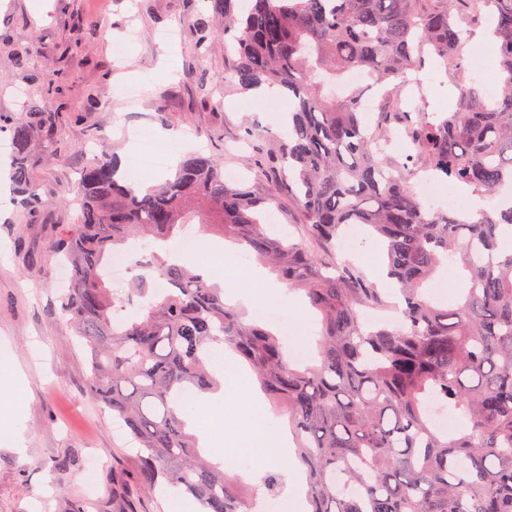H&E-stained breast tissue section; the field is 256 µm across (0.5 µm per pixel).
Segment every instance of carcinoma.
Here are the masks:
<instances>
[{
	"mask_svg": "<svg viewBox=\"0 0 512 512\" xmlns=\"http://www.w3.org/2000/svg\"><path fill=\"white\" fill-rule=\"evenodd\" d=\"M210 2L224 25L200 18L197 50L221 32L236 55L228 83L288 98L281 129L255 124L244 137L274 142L266 165L323 249L272 235V194L226 182L213 156L187 154L172 177L144 190L105 148L86 163L76 222L52 245L71 268L61 309L88 350L89 391L138 446L139 483L161 482L199 512H249L242 488L200 452L182 404L187 389L221 387L208 357L228 348L288 416L310 512H512V253L499 246L504 229L512 232V205L497 200L512 186V0ZM487 34L497 48L494 102L470 67L475 40ZM426 69L454 86L452 111H427L413 81ZM353 73L365 84L329 89ZM374 86L383 92L370 120L362 105ZM9 125L13 204L29 212L39 206L30 148L55 135L59 113L41 103ZM396 136L410 151L391 153ZM423 174L489 204L471 217L434 210L411 184ZM192 217L306 292L321 317L318 365L295 366L278 336L244 322L216 283L220 273L198 272L191 257H161ZM352 226L383 246L401 296L395 324L360 320V308L385 300L336 253ZM131 238L150 249V269L119 298L102 271ZM457 265L465 288L432 300L429 281ZM154 274L167 291L152 287ZM433 402L462 415L460 433L433 427ZM260 483L285 491L279 473Z\"/></svg>",
	"mask_w": 512,
	"mask_h": 512,
	"instance_id": "1",
	"label": "carcinoma"
}]
</instances>
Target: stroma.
Segmentation results:
<instances>
[{"mask_svg": "<svg viewBox=\"0 0 512 512\" xmlns=\"http://www.w3.org/2000/svg\"><path fill=\"white\" fill-rule=\"evenodd\" d=\"M208 0H0V115L17 117L41 99L61 114L50 143L35 142L34 188L41 199L31 212L15 209L8 160L0 156V381L20 369L15 414L20 441L0 435V512H172L169 493L144 490L134 478L137 450L109 408L88 388L87 353L71 335L60 294L68 272L50 250L70 204L87 142L105 144L126 159L142 136L174 140L171 160L201 147L237 171L244 186L273 191L274 222L301 241L302 214L287 191L274 190L261 161L272 144L244 141V126L277 125L286 102L270 108L226 83L232 65L223 36L207 55L193 37ZM176 29V49L161 40ZM53 66L61 80L45 92L42 75ZM280 304L294 340L312 345L316 316L300 291ZM243 379L257 409L274 429L278 452L241 454L236 474L257 483L268 471L294 480L302 468L288 437L287 417L277 416L255 376ZM205 415L192 429L203 452L225 447L222 393L200 395Z\"/></svg>", "mask_w": 512, "mask_h": 512, "instance_id": "35a3bbf8", "label": "stroma"}]
</instances>
